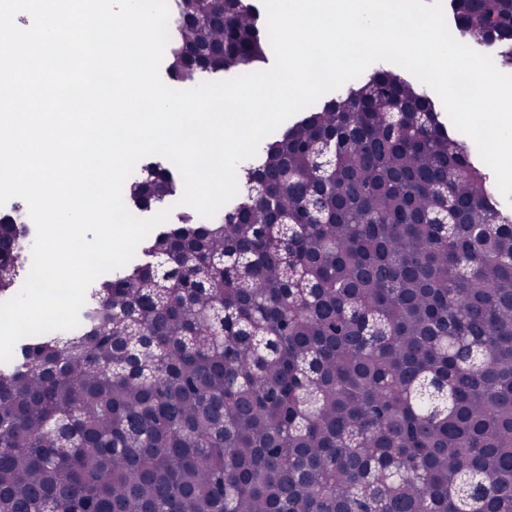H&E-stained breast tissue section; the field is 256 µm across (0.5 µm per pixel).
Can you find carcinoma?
Returning <instances> with one entry per match:
<instances>
[{"mask_svg":"<svg viewBox=\"0 0 512 512\" xmlns=\"http://www.w3.org/2000/svg\"><path fill=\"white\" fill-rule=\"evenodd\" d=\"M175 2L171 81L266 59L252 5ZM450 7L512 65V0ZM236 175L0 364V512H512V213L428 93L378 67ZM27 234L0 216V296Z\"/></svg>","mask_w":512,"mask_h":512,"instance_id":"cac0c4a2","label":"carcinoma"}]
</instances>
